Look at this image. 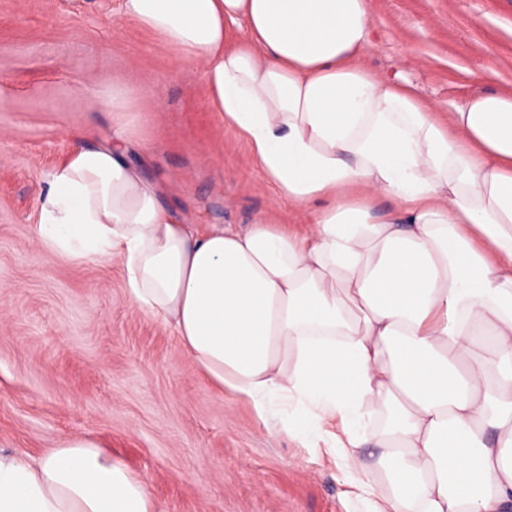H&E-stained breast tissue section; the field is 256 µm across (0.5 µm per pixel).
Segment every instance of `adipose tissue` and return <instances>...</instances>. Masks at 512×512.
I'll use <instances>...</instances> for the list:
<instances>
[{"label":"adipose tissue","instance_id":"adipose-tissue-1","mask_svg":"<svg viewBox=\"0 0 512 512\" xmlns=\"http://www.w3.org/2000/svg\"><path fill=\"white\" fill-rule=\"evenodd\" d=\"M200 62L225 126L295 205L273 223L183 224L116 131L75 147L38 195L36 240L118 259L126 296L258 421L341 453L370 512H512V94L444 112L361 62L371 0H123ZM398 210L376 218L374 201ZM381 425H373V415ZM378 450L375 495L359 450ZM0 512H160L91 438L0 454Z\"/></svg>","mask_w":512,"mask_h":512}]
</instances>
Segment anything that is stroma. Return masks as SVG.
Here are the masks:
<instances>
[{"label":"stroma","mask_w":512,"mask_h":512,"mask_svg":"<svg viewBox=\"0 0 512 512\" xmlns=\"http://www.w3.org/2000/svg\"><path fill=\"white\" fill-rule=\"evenodd\" d=\"M362 62L448 112L512 92V0H372ZM134 101L128 160L183 223L305 224L213 112L199 64L120 0H0V450L34 461L94 439L146 478L161 512H366L340 453L304 447L220 395L171 328L125 297L118 261L72 263L35 240L37 197L73 133L114 131L95 92Z\"/></svg>","instance_id":"stroma-1"}]
</instances>
